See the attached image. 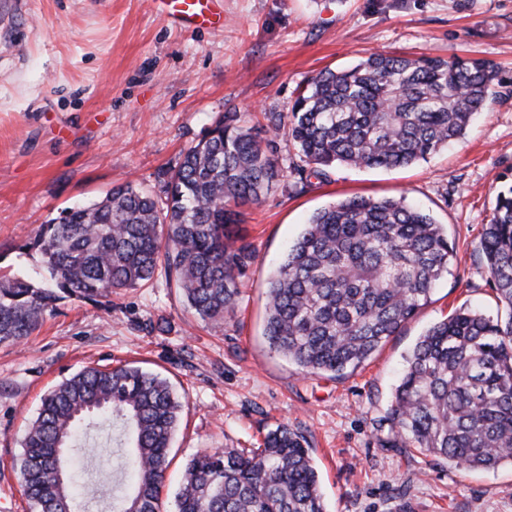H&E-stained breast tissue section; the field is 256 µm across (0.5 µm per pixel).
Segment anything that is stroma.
Listing matches in <instances>:
<instances>
[{"instance_id": "1", "label": "stroma", "mask_w": 512, "mask_h": 512, "mask_svg": "<svg viewBox=\"0 0 512 512\" xmlns=\"http://www.w3.org/2000/svg\"><path fill=\"white\" fill-rule=\"evenodd\" d=\"M215 31L174 27L152 0H0V274L41 277L23 253L41 224L132 183L160 196L215 120L235 112L264 135L318 72L371 52L479 58L500 82L465 134L408 167L336 166L302 177L287 134L284 178L241 209L251 258L223 326L199 321L159 275L98 304L67 300L19 344H0V512H30L19 464L43 394L89 365L161 373L180 402L164 512L185 462L256 448L285 426L304 435L327 512H512V467L467 470L405 447L389 415L406 356L434 323L469 306L507 316L480 248L498 193L512 187V0H222ZM354 196L406 199L441 224L448 273L399 332L337 379L303 375L263 335L267 282L318 209ZM71 489L112 512L119 450L111 424L81 439Z\"/></svg>"}]
</instances>
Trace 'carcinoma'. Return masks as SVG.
Returning <instances> with one entry per match:
<instances>
[{
    "label": "carcinoma",
    "mask_w": 512,
    "mask_h": 512,
    "mask_svg": "<svg viewBox=\"0 0 512 512\" xmlns=\"http://www.w3.org/2000/svg\"><path fill=\"white\" fill-rule=\"evenodd\" d=\"M499 82L476 58L371 53L323 70L290 112L268 113L317 176L344 165L397 168L464 135ZM224 115L166 174L164 200L127 183L73 206L20 246L48 277L0 279V343L19 344L64 299L96 302L164 274L200 321L224 325L235 272L250 258L237 207L285 177L265 142ZM481 250L506 322L459 308L416 342L391 420L404 444L458 467L512 466V187L499 193ZM453 249L441 225L402 198L351 197L310 217L267 288L265 336L306 375L341 376L428 302ZM181 404L168 381L136 366H86L53 385L23 440L20 474L31 512H80L57 486L53 456L80 429L112 420L133 484L116 512H160ZM307 439L285 426L259 448L203 452L187 461L178 512H327Z\"/></svg>",
    "instance_id": "obj_1"
}]
</instances>
